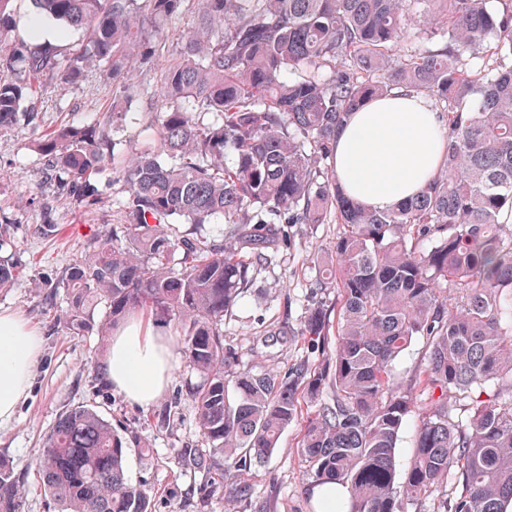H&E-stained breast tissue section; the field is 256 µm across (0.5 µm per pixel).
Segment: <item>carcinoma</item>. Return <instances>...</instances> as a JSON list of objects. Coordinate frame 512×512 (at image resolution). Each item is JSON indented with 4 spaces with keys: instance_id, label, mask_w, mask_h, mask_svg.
I'll list each match as a JSON object with an SVG mask.
<instances>
[{
    "instance_id": "cac0c4a2",
    "label": "carcinoma",
    "mask_w": 512,
    "mask_h": 512,
    "mask_svg": "<svg viewBox=\"0 0 512 512\" xmlns=\"http://www.w3.org/2000/svg\"><path fill=\"white\" fill-rule=\"evenodd\" d=\"M12 2L0 0V36L13 27ZM182 2L33 0L37 17L86 40L67 54L0 44V133L21 115L38 124L54 79L77 84L92 69L112 79L109 111L39 144L46 174L84 212L99 205L105 167L129 187V246L100 235L68 268V334H96L100 351L131 314L178 320L200 377L187 396L210 444L181 451L197 472L261 464L301 420L302 490L324 488L319 510L403 512L402 497L447 483L437 512H501L512 500V222L503 221L512 213V0H199L180 58L163 71L155 143L119 155L112 132L134 97L125 72L133 59L155 65L156 35L180 20ZM418 10L432 46L391 58ZM480 53L495 66L466 62ZM393 90L439 107L446 147L420 194L377 211L340 189L327 160L350 112ZM174 216L224 218V244L180 234ZM330 222L341 230L315 287L336 290L339 307L315 305L301 331L321 362L245 368L224 344V315L281 225ZM20 270L0 257V290ZM101 302L109 316L98 323ZM417 341L424 362L407 379L396 362ZM450 394L471 400L465 420L454 419ZM304 398L316 403L305 418ZM413 416L401 475L397 441ZM128 444L112 421L77 406L33 465L62 512H151L126 477ZM331 484L346 500L331 503ZM23 503V483L0 456V512Z\"/></svg>"
}]
</instances>
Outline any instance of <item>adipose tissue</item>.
Masks as SVG:
<instances>
[{
  "instance_id": "adipose-tissue-1",
  "label": "adipose tissue",
  "mask_w": 512,
  "mask_h": 512,
  "mask_svg": "<svg viewBox=\"0 0 512 512\" xmlns=\"http://www.w3.org/2000/svg\"><path fill=\"white\" fill-rule=\"evenodd\" d=\"M443 148V129L430 102L395 90L351 113L331 165L348 195L386 210L426 187ZM42 344L40 332L19 313L0 310V424L9 422L24 400ZM172 357L167 338L131 318L112 336L108 381L130 402L151 407L166 390Z\"/></svg>"
}]
</instances>
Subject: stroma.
I'll return each instance as SVG.
<instances>
[{"label": "stroma", "mask_w": 512, "mask_h": 512, "mask_svg": "<svg viewBox=\"0 0 512 512\" xmlns=\"http://www.w3.org/2000/svg\"><path fill=\"white\" fill-rule=\"evenodd\" d=\"M157 45L160 67H134L129 83L135 88H160L163 66L179 56L177 30L169 29ZM112 98L111 79L97 70L76 84L54 80L39 105L38 126L22 123L14 131L0 133V212L12 226V248L22 265L11 287L0 291V309L21 313L43 336L42 359L28 394L13 420L0 426V455L11 461L25 481L24 512H55L32 461L60 414L81 405L100 411L119 431L148 438L151 454L130 447L126 470L129 479L142 486L152 512H254L258 504L264 512H313L312 502L300 491L296 456L300 428L296 425L284 431L279 448L264 466L241 473L225 470V479L241 478L248 496H229L219 488L207 507L199 506L197 490L207 477L186 470L180 457L181 449L205 445L187 395L199 377L186 361L175 322L148 323L154 332L171 337L173 360L166 392L143 409L98 378L91 362L96 336L70 339L63 326L53 321L54 312L45 304L47 294L55 293L58 306H65V292L58 289V282L71 259L88 251L94 236L125 222L128 187L118 174L105 171L97 184L100 204L92 213H83L59 194L55 183L46 180L38 143L46 131L62 123L78 124L107 112ZM153 107L148 99H133L126 122L113 131L117 152L140 149L153 135L158 119ZM47 220L57 226L55 236L48 238L38 232ZM285 230L286 241L270 253L266 263L254 268L239 303L224 317L225 344L234 347L242 364L256 372L284 371L301 360L318 361L320 352L301 337L300 330L317 302L336 301L335 293L316 289L314 282L321 257L336 240L338 225L289 224ZM282 326L287 338L263 346L264 332Z\"/></svg>", "instance_id": "35a3bbf8"}]
</instances>
